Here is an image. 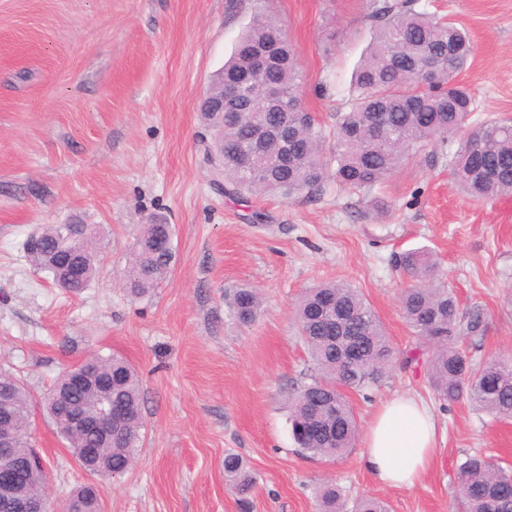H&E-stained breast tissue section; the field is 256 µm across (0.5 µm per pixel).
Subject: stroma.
Masks as SVG:
<instances>
[{"instance_id": "35a3bbf8", "label": "stroma", "mask_w": 512, "mask_h": 512, "mask_svg": "<svg viewBox=\"0 0 512 512\" xmlns=\"http://www.w3.org/2000/svg\"><path fill=\"white\" fill-rule=\"evenodd\" d=\"M383 0H0V368L35 399L32 441L62 505L96 482L106 512H240L224 479L239 454L256 480L251 512H317L336 482L346 500L370 495L391 512H459L456 467L485 454L512 468V421L432 390L401 297L403 253L425 248L462 309L482 308L475 362L512 361V195L476 202L451 180L457 140L410 158L375 192L326 182L320 195L240 199L212 181V139L199 101L255 13L274 19L296 54L298 94L325 133L349 97ZM416 10L466 29L474 55L459 75L477 119L512 118V0H416ZM390 203L377 214L372 196ZM173 225L175 262L151 296L120 276L140 228ZM51 224L97 227V274L79 295L56 288L23 244ZM357 288L396 352L389 374L348 392L360 428L385 401H424L437 423L432 464L411 489L378 484L360 449L311 460L288 432L287 396L315 370L296 333L295 304L326 281ZM259 288L264 310L239 325L227 289ZM117 354L144 392L137 463L91 478L40 400L65 368Z\"/></svg>"}]
</instances>
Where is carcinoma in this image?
<instances>
[{
  "label": "carcinoma",
  "mask_w": 512,
  "mask_h": 512,
  "mask_svg": "<svg viewBox=\"0 0 512 512\" xmlns=\"http://www.w3.org/2000/svg\"><path fill=\"white\" fill-rule=\"evenodd\" d=\"M375 26L368 47L352 77L349 108L338 115L334 145L324 155L325 136L301 105L297 89L300 71L296 57L275 21L259 17L242 32L231 58L214 85L241 79H261L278 86L283 110L268 121L288 131L293 141L288 158L272 159L254 143L258 127L236 117L203 113L214 132L213 146H224V183L243 191L279 193L288 198L322 191L326 179L340 189L356 193L381 185L413 153L432 142L442 144L462 129L463 115L472 112L474 97L459 81L473 45L468 33L449 19L430 17L414 9L413 0L385 4L374 14ZM260 54L276 63L256 71ZM455 184L481 201L512 194V120L489 118L461 141L451 162ZM70 224L41 229L42 244L51 249L70 242ZM171 224H145L137 238L131 267L123 288L133 299L148 295L175 262V250L159 251V240L172 241ZM32 264L51 274L54 284L70 294L81 286H66L55 265L42 253L29 255ZM400 265L412 280L402 297L403 315L417 337L431 347L427 365L430 384L449 403L461 398L493 418L512 420V366L492 361L477 366L458 347L462 339L476 341L485 332L482 309L463 312L456 297L436 284L438 266L432 253L416 249L404 253ZM230 316L239 324L254 322L262 298L250 287L234 288L225 297ZM295 318L309 358L319 372L312 382L288 396V424L298 451L313 458L334 459L356 446L359 424L345 391L362 393L381 381L394 359V349L379 316L357 289L329 281L309 289L299 301ZM93 374L112 382V399L122 403L126 416L99 458L80 457L88 447L84 436L68 429L66 411L53 401L73 375ZM11 391L12 418L8 425L17 434L9 453L10 464L22 469L23 480L13 486L23 499H46V469L32 462L36 449L28 440L32 396L13 374L0 371V390ZM99 388L91 383L73 393L72 402L95 405ZM56 432L67 442L79 464L90 474L128 472L136 458L143 427L144 394L133 365L118 355L95 354L70 366L54 382L44 402ZM224 479L240 495L242 509L250 507L255 480L244 460L224 456ZM464 512H512V471L492 465L488 458L468 455L457 467ZM321 512H345L343 493L328 482L319 492ZM65 512H104L96 484L77 488ZM353 512H389L375 497L359 499Z\"/></svg>",
  "instance_id": "obj_1"
}]
</instances>
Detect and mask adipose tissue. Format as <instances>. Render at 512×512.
Returning <instances> with one entry per match:
<instances>
[{
    "label": "adipose tissue",
    "instance_id": "obj_1",
    "mask_svg": "<svg viewBox=\"0 0 512 512\" xmlns=\"http://www.w3.org/2000/svg\"><path fill=\"white\" fill-rule=\"evenodd\" d=\"M435 447L436 422L428 406L399 396L376 413L360 461L379 484L410 488L427 472Z\"/></svg>",
    "mask_w": 512,
    "mask_h": 512
}]
</instances>
